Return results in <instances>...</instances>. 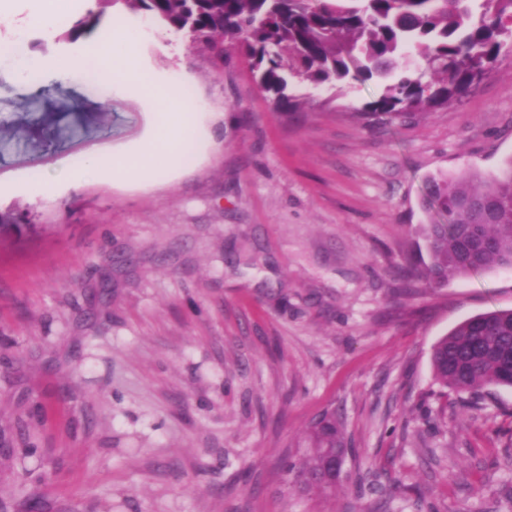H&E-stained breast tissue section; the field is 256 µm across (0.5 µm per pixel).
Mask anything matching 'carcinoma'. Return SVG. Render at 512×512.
I'll return each mask as SVG.
<instances>
[{
	"label": "carcinoma",
	"instance_id": "cac0c4a2",
	"mask_svg": "<svg viewBox=\"0 0 512 512\" xmlns=\"http://www.w3.org/2000/svg\"><path fill=\"white\" fill-rule=\"evenodd\" d=\"M153 25L180 32L192 48L220 43L241 52L281 112L296 110L293 82L318 86L399 78L361 109L364 118L410 116L472 92L512 51V0H106ZM101 14L78 19L91 32ZM424 205L434 216L419 227L428 261L398 267L405 284L441 288L448 279L492 267L512 269V168L434 179ZM433 377L442 388L477 394L512 387V309L458 323L433 346ZM311 450L287 465L307 492L326 494L342 475L329 463L346 457L344 429L326 413L308 430Z\"/></svg>",
	"mask_w": 512,
	"mask_h": 512
}]
</instances>
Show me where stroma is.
<instances>
[{"label": "stroma", "mask_w": 512, "mask_h": 512, "mask_svg": "<svg viewBox=\"0 0 512 512\" xmlns=\"http://www.w3.org/2000/svg\"><path fill=\"white\" fill-rule=\"evenodd\" d=\"M0 15L31 56L95 40ZM149 80L209 116L178 175L107 173L35 191L64 161L138 145L158 120L138 84L76 73L33 90L0 78V512H512V388L433 379V345L512 308V269L402 292L426 259L429 178L512 159V55L447 107L356 113L384 79L297 87L278 112L236 52L217 59L142 16ZM336 413L351 448L329 495L287 474L309 423Z\"/></svg>", "instance_id": "obj_1"}]
</instances>
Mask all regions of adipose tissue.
<instances>
[{
    "label": "adipose tissue",
    "mask_w": 512,
    "mask_h": 512,
    "mask_svg": "<svg viewBox=\"0 0 512 512\" xmlns=\"http://www.w3.org/2000/svg\"><path fill=\"white\" fill-rule=\"evenodd\" d=\"M141 46L140 36L127 27L123 17L113 16L93 46L100 61L99 79L109 83L119 76L131 83L138 82L142 75ZM147 93L159 108V123L139 146L109 161L91 156L83 158L76 168L64 164L60 176L71 178L79 170L108 169L116 181H151L180 171V151L201 126L202 108L197 101L185 99L180 85L174 82L149 85Z\"/></svg>",
    "instance_id": "obj_1"
}]
</instances>
